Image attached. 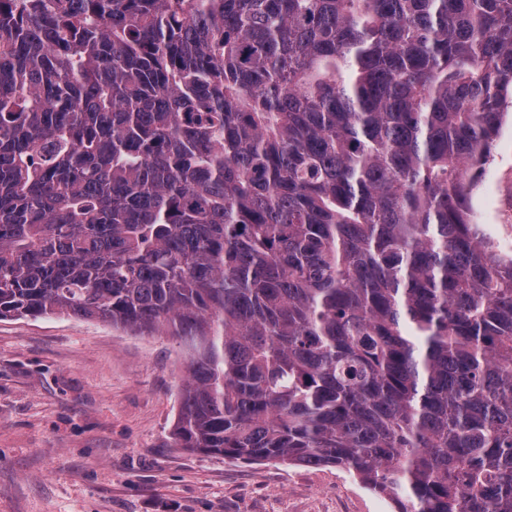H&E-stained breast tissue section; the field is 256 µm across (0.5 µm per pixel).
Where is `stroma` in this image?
<instances>
[{"label":"stroma","mask_w":512,"mask_h":512,"mask_svg":"<svg viewBox=\"0 0 512 512\" xmlns=\"http://www.w3.org/2000/svg\"><path fill=\"white\" fill-rule=\"evenodd\" d=\"M473 216L512 247V119ZM185 375L171 336L71 316L0 321V512H393L349 472L171 447Z\"/></svg>","instance_id":"obj_1"}]
</instances>
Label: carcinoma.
<instances>
[{
	"instance_id": "1",
	"label": "carcinoma",
	"mask_w": 512,
	"mask_h": 512,
	"mask_svg": "<svg viewBox=\"0 0 512 512\" xmlns=\"http://www.w3.org/2000/svg\"><path fill=\"white\" fill-rule=\"evenodd\" d=\"M512 0H0V320L187 350L171 440L512 512ZM493 160L480 174L472 205L474 222L497 250L510 254L512 243V119L507 118Z\"/></svg>"
}]
</instances>
